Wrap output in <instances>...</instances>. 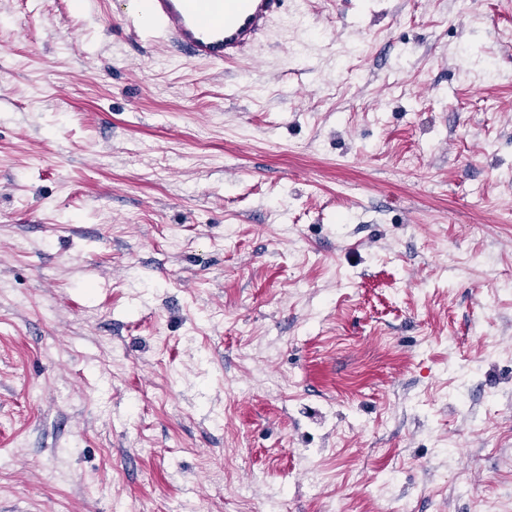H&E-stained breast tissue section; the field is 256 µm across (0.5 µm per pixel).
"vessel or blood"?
<instances>
[{
	"label": "vessel or blood",
	"instance_id": "1",
	"mask_svg": "<svg viewBox=\"0 0 512 512\" xmlns=\"http://www.w3.org/2000/svg\"><path fill=\"white\" fill-rule=\"evenodd\" d=\"M285 0H146L164 39L214 65L230 62L263 36Z\"/></svg>",
	"mask_w": 512,
	"mask_h": 512
}]
</instances>
